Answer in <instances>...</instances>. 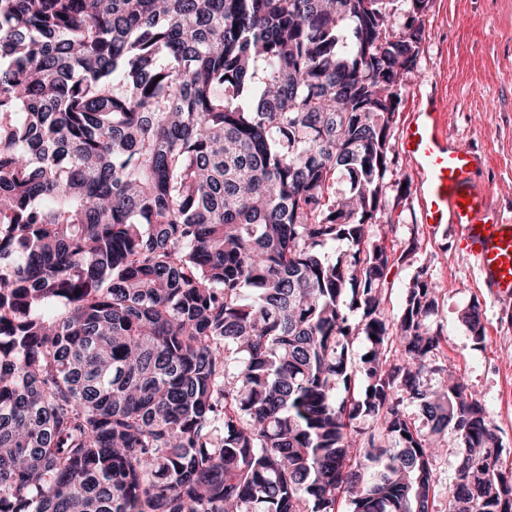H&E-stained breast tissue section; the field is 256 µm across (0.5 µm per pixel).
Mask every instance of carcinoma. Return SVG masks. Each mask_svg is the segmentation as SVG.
Returning <instances> with one entry per match:
<instances>
[{"instance_id": "1", "label": "carcinoma", "mask_w": 512, "mask_h": 512, "mask_svg": "<svg viewBox=\"0 0 512 512\" xmlns=\"http://www.w3.org/2000/svg\"><path fill=\"white\" fill-rule=\"evenodd\" d=\"M397 2L0 0V512H435L450 431L512 512L437 288L385 313Z\"/></svg>"}]
</instances>
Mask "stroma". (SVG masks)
<instances>
[{
    "instance_id": "35a3bbf8",
    "label": "stroma",
    "mask_w": 512,
    "mask_h": 512,
    "mask_svg": "<svg viewBox=\"0 0 512 512\" xmlns=\"http://www.w3.org/2000/svg\"><path fill=\"white\" fill-rule=\"evenodd\" d=\"M424 40L418 76L402 89L390 148L396 157L382 202L394 224L384 243L396 260L388 271L386 312L397 316L416 275L440 289L433 326L441 330L438 363L448 365L485 406L502 441L500 466L512 473V313L502 312L477 273L457 253L451 233L433 232L418 220L419 185L402 157V127L421 99L441 97L450 114L448 132L488 155L482 174L492 198L512 216V0H427L421 15ZM478 305L485 326L476 344L463 314ZM459 442L446 434L433 459L436 508L445 512L455 479Z\"/></svg>"
}]
</instances>
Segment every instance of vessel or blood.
<instances>
[{
	"label": "vessel or blood",
	"instance_id": "1",
	"mask_svg": "<svg viewBox=\"0 0 512 512\" xmlns=\"http://www.w3.org/2000/svg\"><path fill=\"white\" fill-rule=\"evenodd\" d=\"M400 144L420 179L421 224L451 227L493 301L512 302V218L495 213L488 189L476 179L484 156L450 141L446 107L435 98L411 113Z\"/></svg>",
	"mask_w": 512,
	"mask_h": 512
}]
</instances>
